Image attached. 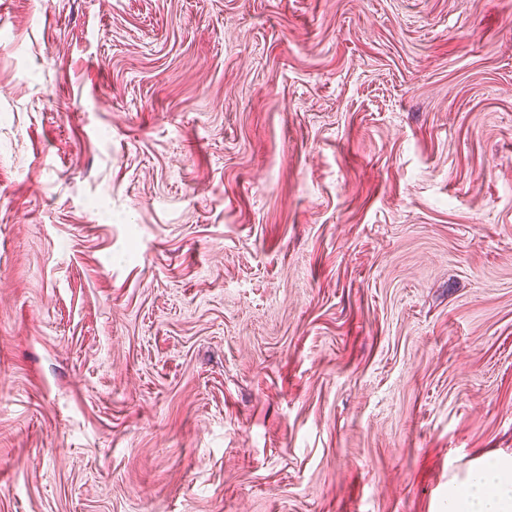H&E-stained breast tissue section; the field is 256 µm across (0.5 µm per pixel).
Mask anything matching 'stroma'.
I'll use <instances>...</instances> for the list:
<instances>
[{
	"label": "stroma",
	"instance_id": "35a3bbf8",
	"mask_svg": "<svg viewBox=\"0 0 512 512\" xmlns=\"http://www.w3.org/2000/svg\"><path fill=\"white\" fill-rule=\"evenodd\" d=\"M512 456V0H0V512H448Z\"/></svg>",
	"mask_w": 512,
	"mask_h": 512
}]
</instances>
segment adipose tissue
I'll list each match as a JSON object with an SVG mask.
<instances>
[{
    "label": "adipose tissue",
    "instance_id": "ef3b65f1",
    "mask_svg": "<svg viewBox=\"0 0 512 512\" xmlns=\"http://www.w3.org/2000/svg\"><path fill=\"white\" fill-rule=\"evenodd\" d=\"M448 512H512V459H485L464 481H450Z\"/></svg>",
    "mask_w": 512,
    "mask_h": 512
}]
</instances>
